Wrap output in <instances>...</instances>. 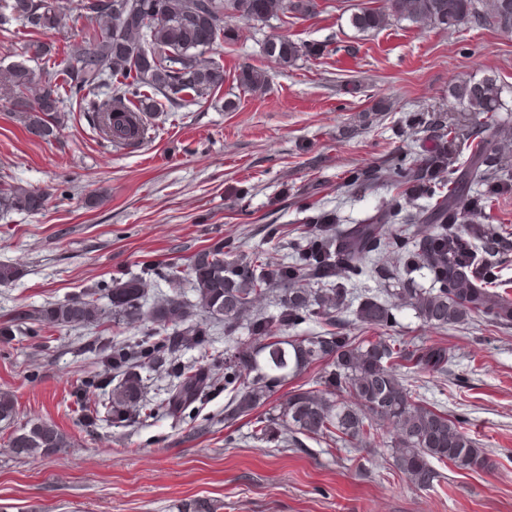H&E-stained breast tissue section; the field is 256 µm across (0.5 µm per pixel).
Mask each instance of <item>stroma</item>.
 I'll use <instances>...</instances> for the list:
<instances>
[{"label":"stroma","instance_id":"obj_1","mask_svg":"<svg viewBox=\"0 0 512 512\" xmlns=\"http://www.w3.org/2000/svg\"><path fill=\"white\" fill-rule=\"evenodd\" d=\"M317 2L307 20L227 17L235 40L209 52L224 68L223 86L203 99L156 96L137 152L105 142L68 97L55 137L42 140L0 86V185L47 195L42 211H0V264L17 270L0 284V321L28 314L14 340L0 343V392L16 408L0 422V512H185L193 500L211 502L214 512H512V326L475 317L436 330L413 311L400 314L392 336L453 353L446 373L407 369L404 377L493 461L478 472L438 464L440 481L420 491L396 470L385 442L346 448L310 437L300 451L269 448L247 419L225 425L221 395L203 410L210 427L201 435L167 416L86 432L72 393L94 368L78 353L94 331L38 316L86 291L106 298L113 279L188 258L213 238H234L241 255L262 249L281 257L259 230L272 221L300 224L292 198L312 184L344 222L363 219L394 190L351 193L346 171L410 144L411 133L396 131L403 113L457 115L452 88L461 82L495 79L507 106L500 121L512 130V35L489 24L446 30L407 20L363 32L352 16L384 0ZM96 27L71 10L54 30L0 20V74L27 62L28 95L36 97L45 80L62 82L70 49ZM276 35L327 51L283 68L264 51ZM35 42L49 54L30 58ZM246 66L266 73L264 90L240 85ZM40 423L61 430L67 448L15 457L12 438Z\"/></svg>","mask_w":512,"mask_h":512}]
</instances>
